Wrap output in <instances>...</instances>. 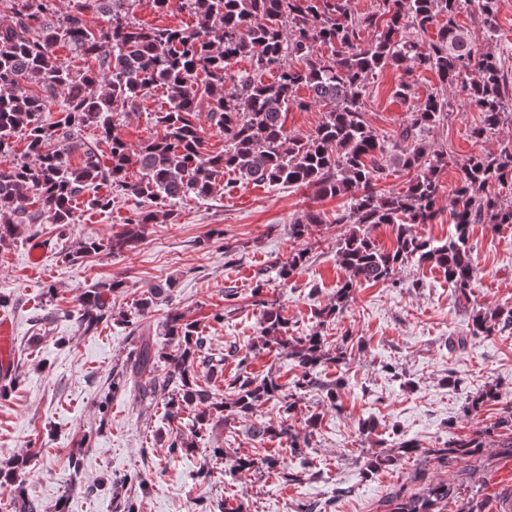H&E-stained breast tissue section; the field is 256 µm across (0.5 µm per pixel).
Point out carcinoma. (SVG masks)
Returning a JSON list of instances; mask_svg holds the SVG:
<instances>
[{
  "instance_id": "cac0c4a2",
  "label": "carcinoma",
  "mask_w": 512,
  "mask_h": 512,
  "mask_svg": "<svg viewBox=\"0 0 512 512\" xmlns=\"http://www.w3.org/2000/svg\"><path fill=\"white\" fill-rule=\"evenodd\" d=\"M141 0H77L62 10L58 0H0L11 22L0 24V156L14 153V138L25 140L24 154L0 167V243L14 240L27 224H74L73 203L105 184L110 194H96L87 204L105 210L112 194L149 200L176 201L185 197L206 199L217 189L224 172L257 185L314 187L320 196L347 198L336 223L349 225L338 240L336 257L348 277L336 287L334 300L316 310L319 324L344 311L355 288L363 283L395 281L399 270L411 262L432 263L442 269L448 283L460 294L470 292L475 281L473 255L468 245L472 224H512V200L488 192L492 185L512 187V149L483 151L460 164L455 198L449 210L454 233L441 244L418 235L415 226L433 224L440 209L439 174L447 164L445 154L430 152L425 134L448 118V103L436 95L411 110L407 123L390 139L377 133L365 118L362 98L369 77L387 68L431 70L481 114L472 137L483 139L512 121V82L500 59L492 52L471 48L458 16L471 10L488 33L494 32L499 0H380L379 11L357 15L351 0H181L182 8L196 19L188 30L152 27L138 22ZM100 17L104 25L92 22ZM438 28L436 40L423 47L412 34ZM67 48L86 62L76 68L56 54ZM324 46L329 55L317 51ZM249 59L252 72L240 74L233 89H225L232 64ZM273 70V81L263 73ZM476 76L466 79L465 75ZM162 87L165 109L154 113L156 132L137 146L115 133L114 118L134 109L147 91ZM305 89L309 98L299 97ZM62 99L55 121L44 119L48 104ZM325 108L323 120L303 137L288 134L285 117L290 107L310 103ZM210 126L224 135V151L204 148L201 109ZM95 127L109 151L85 141L83 129ZM414 172L398 191L378 193L374 181L392 165ZM138 168L132 180L129 170ZM158 219L153 210L140 211L105 244L88 239L76 251L60 252L63 262L107 249L130 251L142 240L143 228ZM325 224L310 211L289 224V236L301 241ZM389 224L395 239L384 249L371 237L370 228ZM113 278L98 282L77 297L75 320L86 331L112 318L106 298L122 288ZM175 287L168 281L148 288L137 300L145 310L158 305ZM262 347L288 351L300 370L292 390L269 373L261 379L247 371L250 352L237 356L238 373L225 385L226 402L199 382L198 366L215 373L224 358L210 352L208 338L197 323L170 311L163 322L171 350L158 348L153 337L142 335L135 355L112 375L111 391H125L141 402L166 391L165 416L174 421L194 411L191 436L177 432L169 454L195 450L199 430L213 419H249L265 401L275 400L290 417L304 395L318 389L326 405L339 408L344 379L326 382L321 368L329 360L346 359L348 340L329 356L327 338L320 331L289 335L288 320L278 309L260 302ZM512 326V309L478 310L466 337L492 336ZM166 367L164 376L158 374ZM320 415L312 414L299 430L281 422L256 420L249 435L256 440H286L291 455L305 458ZM494 428L500 434L501 453L512 457V405L502 408ZM491 429L468 439L449 440L422 448L401 440L393 454L365 458L363 470L372 476L394 468L404 459L423 457L440 467L470 460L484 450ZM304 469L288 466L278 454L255 458L237 454L229 472L276 474L287 482L303 480ZM454 490L435 483L423 494L405 498L396 493L390 512H442Z\"/></svg>"
}]
</instances>
